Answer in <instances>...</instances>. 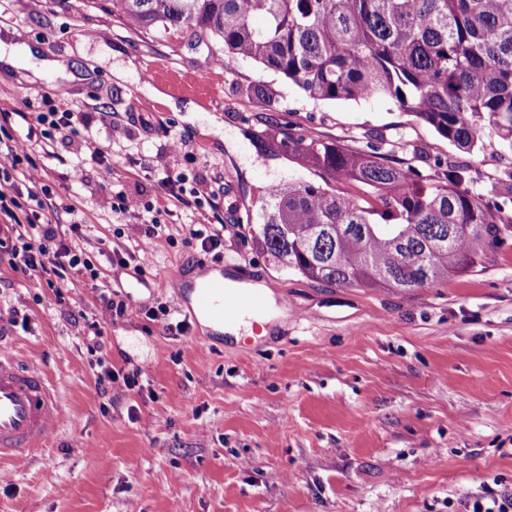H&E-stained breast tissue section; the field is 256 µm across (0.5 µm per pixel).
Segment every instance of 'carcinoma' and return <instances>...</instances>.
Listing matches in <instances>:
<instances>
[{
	"label": "carcinoma",
	"mask_w": 512,
	"mask_h": 512,
	"mask_svg": "<svg viewBox=\"0 0 512 512\" xmlns=\"http://www.w3.org/2000/svg\"><path fill=\"white\" fill-rule=\"evenodd\" d=\"M133 29L207 36L213 58L249 61L313 100L385 97L457 147L512 151V0H109ZM247 96L272 103L256 80ZM280 148L334 180L373 190L359 202L313 182L270 186L247 224L273 262L345 287L422 288L472 269L507 243L498 202L466 171L424 174L292 131Z\"/></svg>",
	"instance_id": "obj_1"
}]
</instances>
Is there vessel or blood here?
Masks as SVG:
<instances>
[{"mask_svg":"<svg viewBox=\"0 0 512 512\" xmlns=\"http://www.w3.org/2000/svg\"><path fill=\"white\" fill-rule=\"evenodd\" d=\"M199 278L193 308L218 321L236 319L245 311L257 313L265 303L261 293H228L210 267H203ZM57 411L55 396L41 372L33 366L18 367L0 353V459L21 461L42 449L55 429Z\"/></svg>","mask_w":512,"mask_h":512,"instance_id":"b4317fda","label":"vessel or blood"}]
</instances>
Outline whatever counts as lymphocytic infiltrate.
Instances as JSON below:
<instances>
[{
	"instance_id": "lymphocytic-infiltrate-1",
	"label": "lymphocytic infiltrate",
	"mask_w": 512,
	"mask_h": 512,
	"mask_svg": "<svg viewBox=\"0 0 512 512\" xmlns=\"http://www.w3.org/2000/svg\"><path fill=\"white\" fill-rule=\"evenodd\" d=\"M57 102L48 111L35 113L24 136L7 144V154L19 176L0 173V220L13 223L17 232L12 248L13 259L29 276L44 278L48 287L59 288L68 274H80L98 280L101 273L75 245L59 239L45 202L51 189L45 182L44 169L33 163L31 155L43 134L49 130L71 127L74 110L65 92H57ZM28 206H21V199Z\"/></svg>"
}]
</instances>
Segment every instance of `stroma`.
<instances>
[{
	"mask_svg": "<svg viewBox=\"0 0 512 512\" xmlns=\"http://www.w3.org/2000/svg\"><path fill=\"white\" fill-rule=\"evenodd\" d=\"M7 31L77 77L72 129L52 132L54 158H32L46 169L59 233L84 218L75 242L126 312L101 335H75V323L97 319L94 283L71 276L57 300L10 267L15 238L0 223V352L36 362L59 406L41 452L18 467L0 461V512H472L512 498V240L472 271L401 291L283 270L236 222L271 184L321 181V170L280 151L290 130L376 143L397 166L465 168L468 188L506 199L505 224L512 152L463 151L383 98L310 100L251 63L216 64L187 35L139 34L94 0H0ZM198 78L217 95L191 89ZM256 79L274 107L241 94ZM59 85L0 70V113L11 115L0 128L22 135L21 113L44 111ZM97 147L166 233L125 268L102 254L131 245L144 218L113 220ZM176 175L205 181L212 195H165L162 180ZM190 224L223 226V257L186 243ZM203 264L263 282L287 318L260 343L229 341L197 320L179 332L147 318L164 303L185 321L179 306ZM18 313L26 325L11 324ZM100 357L145 374L135 388L100 393Z\"/></svg>",
	"mask_w": 512,
	"mask_h": 512,
	"instance_id": "stroma-1",
	"label": "stroma"
}]
</instances>
